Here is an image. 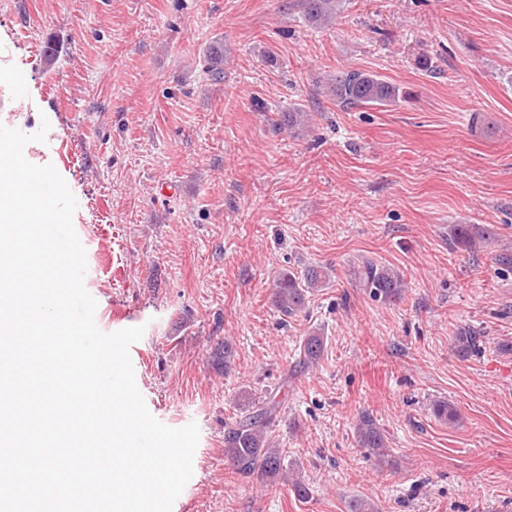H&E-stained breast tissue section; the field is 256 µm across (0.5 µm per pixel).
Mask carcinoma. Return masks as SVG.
<instances>
[{"instance_id": "cac0c4a2", "label": "carcinoma", "mask_w": 512, "mask_h": 512, "mask_svg": "<svg viewBox=\"0 0 512 512\" xmlns=\"http://www.w3.org/2000/svg\"><path fill=\"white\" fill-rule=\"evenodd\" d=\"M341 5V0H284L283 3V7L300 12L308 22L318 26L331 24L340 13ZM206 62L205 72L209 79L215 82L224 80V47L214 48ZM326 90L336 105L347 110L391 105L406 97L398 86L380 75L348 69L336 72V76L329 79ZM309 120V114L297 108L282 115L283 125L290 130L307 124ZM361 280L364 287L386 298L400 295L404 288L397 273L371 262L364 264ZM326 284L327 273L320 267L309 266L300 274L283 270L277 276V308L285 316L294 315L304 308L308 294ZM323 351L324 337L315 333L306 336L299 345L298 363L306 368L314 367ZM213 361L220 369L229 370L233 361L232 346L226 341L218 344ZM433 412L436 417L449 422L459 418L458 409L450 402H437ZM277 418V403L264 399L252 402L251 409L244 416L225 427L224 459L236 475L259 481L284 476L282 449L272 436ZM356 438L375 456H388V442L370 414L360 416Z\"/></svg>"}]
</instances>
